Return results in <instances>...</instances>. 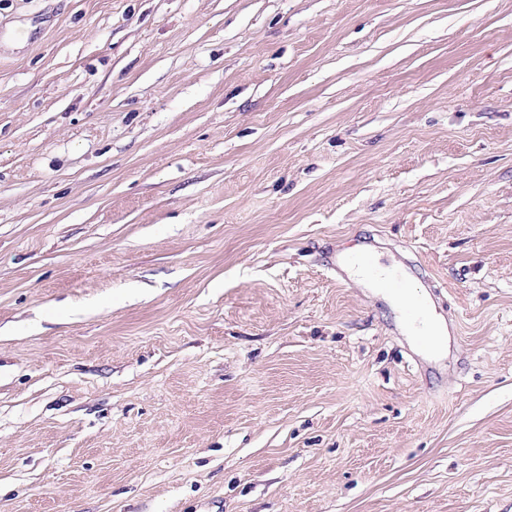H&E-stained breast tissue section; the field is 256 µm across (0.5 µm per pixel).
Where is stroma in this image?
Returning <instances> with one entry per match:
<instances>
[{
	"mask_svg": "<svg viewBox=\"0 0 512 512\" xmlns=\"http://www.w3.org/2000/svg\"><path fill=\"white\" fill-rule=\"evenodd\" d=\"M0 512H512V0H0ZM345 259L346 257L342 258V263L345 262ZM346 262L360 270H356L353 267L347 268L349 273L352 274L353 276L358 277L359 279L362 280H367L375 285L378 284L372 278H378L382 288H384L387 292L395 295H384V298L387 299L390 302V304L397 310H403V308L407 305V303H404L405 298L396 297L403 295V288H406L407 280L405 278H401L399 275H378V269L376 267V257L373 252H359L347 258ZM423 304L425 317L423 319V327L430 335V340L433 349H443L445 344V336L447 334V328L445 322L440 317L436 316L434 311L425 303L417 301Z\"/></svg>",
	"mask_w": 512,
	"mask_h": 512,
	"instance_id": "obj_1",
	"label": "stroma"
}]
</instances>
